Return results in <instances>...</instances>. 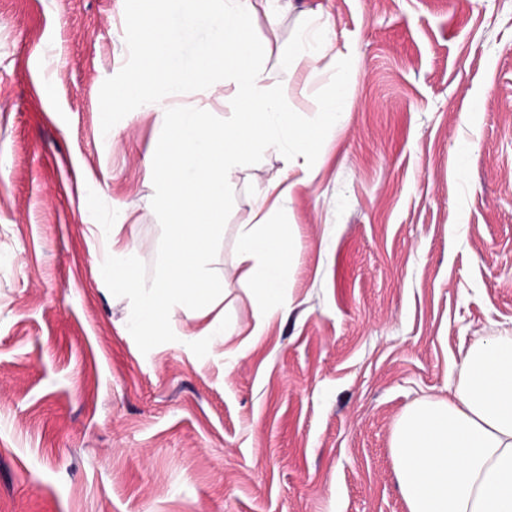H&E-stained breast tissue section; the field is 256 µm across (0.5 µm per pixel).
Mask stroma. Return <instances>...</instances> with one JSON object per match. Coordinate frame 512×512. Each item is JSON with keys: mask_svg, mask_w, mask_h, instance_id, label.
Listing matches in <instances>:
<instances>
[{"mask_svg": "<svg viewBox=\"0 0 512 512\" xmlns=\"http://www.w3.org/2000/svg\"><path fill=\"white\" fill-rule=\"evenodd\" d=\"M307 24L333 51L277 81L311 117L351 57L347 118L313 180L276 152L232 173L214 270L284 177L271 221L292 275L261 325L230 278L238 334L199 358L201 323L180 312L179 341L141 352L100 274L113 221L149 266L161 234V113L101 129L124 0H0V512H406L402 412L512 327V0L260 2L267 69Z\"/></svg>", "mask_w": 512, "mask_h": 512, "instance_id": "obj_1", "label": "stroma"}]
</instances>
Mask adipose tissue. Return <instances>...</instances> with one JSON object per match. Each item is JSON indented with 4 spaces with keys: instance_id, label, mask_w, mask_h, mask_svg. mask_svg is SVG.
<instances>
[{
    "instance_id": "obj_1",
    "label": "adipose tissue",
    "mask_w": 512,
    "mask_h": 512,
    "mask_svg": "<svg viewBox=\"0 0 512 512\" xmlns=\"http://www.w3.org/2000/svg\"><path fill=\"white\" fill-rule=\"evenodd\" d=\"M284 197L263 187L236 236V268L264 322L290 277L291 242L269 221ZM390 448L406 512H512V328L475 340L447 396L407 407Z\"/></svg>"
}]
</instances>
